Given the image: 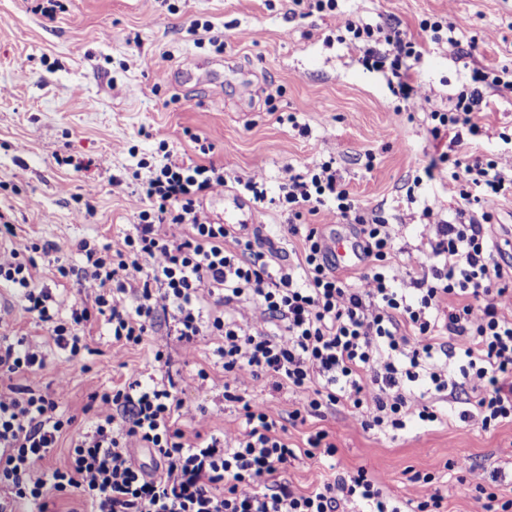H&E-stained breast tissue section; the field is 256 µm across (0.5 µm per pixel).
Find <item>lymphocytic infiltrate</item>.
<instances>
[{"mask_svg":"<svg viewBox=\"0 0 512 512\" xmlns=\"http://www.w3.org/2000/svg\"><path fill=\"white\" fill-rule=\"evenodd\" d=\"M342 26L368 68L391 69L412 111L428 100L412 80L426 44L460 49L447 16L423 20L420 42L388 25L347 18ZM487 89L512 94V68H473L452 107L431 112L433 140L481 137L475 114ZM160 146L162 162L132 174L140 191L131 230L113 244L80 241L83 266L57 268L77 281L84 300L38 287L24 243L0 250V283L19 290L27 312L71 362L87 350L85 330L100 318L120 346L152 337L148 353L158 364L163 337L177 336L189 357L200 337H221L222 395L241 404L246 429L202 435V415L185 406L169 374L149 384L133 375L91 395L93 423L74 441L67 465L48 468L73 423L60 411L68 372L60 370L53 391L42 389L43 346L1 330L0 491L8 500L0 512L10 503L54 512L58 502L67 512H345L351 505L360 512H440L439 493L400 502L361 469L307 490L283 481L299 453L279 434L268 396L304 395L289 414L295 422L343 401L356 424L380 433L410 419L437 421L433 398L460 403L459 419L485 430L512 422V276L489 212L512 195V174L492 162L439 154L461 205L437 221L430 266L410 279L391 262L398 225L366 212L332 162L317 163L281 187L287 232L301 246L294 265L274 269L236 225L214 222L199 202L228 186L223 166L184 161L165 140ZM306 213L357 225L371 266L356 284L337 275L317 228H299ZM248 381L260 397L240 394ZM138 448L150 464L137 461Z\"/></svg>","mask_w":512,"mask_h":512,"instance_id":"f902f5d3","label":"lymphocytic infiltrate"}]
</instances>
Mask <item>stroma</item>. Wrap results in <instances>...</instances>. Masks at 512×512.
Here are the masks:
<instances>
[{
  "instance_id": "stroma-1",
  "label": "stroma",
  "mask_w": 512,
  "mask_h": 512,
  "mask_svg": "<svg viewBox=\"0 0 512 512\" xmlns=\"http://www.w3.org/2000/svg\"><path fill=\"white\" fill-rule=\"evenodd\" d=\"M49 19L31 0H0V214L15 225L18 240L52 245L67 265L78 267L81 240L120 239L134 222L126 171L158 158L157 132L170 149L196 158L199 134L213 149L209 160L226 173L248 178L262 170L275 199L289 174L334 159L350 193L367 209L400 225L398 264H428L434 228L422 215L431 207L452 217L460 199L448 170L423 175L442 146L430 135V112L447 109L469 83L472 67H512V0H339V16L302 15L293 0H64ZM450 15L462 56L446 44L428 46L415 78L429 100L422 110H401L390 70L372 71L358 53L338 41L340 18L389 23L420 38V23ZM199 62L194 75L181 71ZM483 137L457 147L463 160L477 158L512 169V95L491 97L477 113ZM74 163L58 165L55 156ZM105 167H96L100 158ZM123 177L113 185V177ZM0 323L30 341L46 330L27 313L21 297L0 288ZM90 346L81 362L67 365L59 349L48 352L42 384L69 370L63 408L75 418L49 464L68 459L73 438L87 427L89 397L122 383L128 374H150L143 346L113 344L107 325L86 329ZM215 336L185 357L177 337L167 339L168 370L180 376L207 368L210 381L180 387L185 405L204 410L203 432L237 433L245 426L241 404L227 402L216 383L223 373ZM438 422H407L379 436L356 425L339 404L289 427L292 445L326 430L336 444L332 457H298L284 473L306 490L329 472L364 469L399 499L443 495L445 512H483L476 483L499 466V449L512 446V423L491 430L460 421L438 402ZM470 457L466 478L446 468L450 450ZM434 476L431 486L412 482L414 472Z\"/></svg>"
}]
</instances>
